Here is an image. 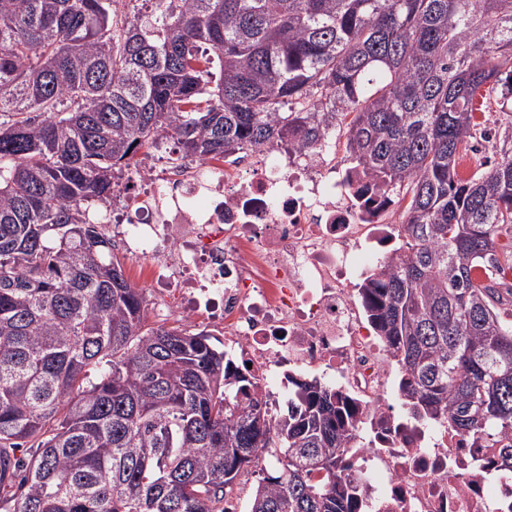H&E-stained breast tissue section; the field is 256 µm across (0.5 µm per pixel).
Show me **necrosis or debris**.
Segmentation results:
<instances>
[{
	"instance_id": "necrosis-or-debris-1",
	"label": "necrosis or debris",
	"mask_w": 512,
	"mask_h": 512,
	"mask_svg": "<svg viewBox=\"0 0 512 512\" xmlns=\"http://www.w3.org/2000/svg\"><path fill=\"white\" fill-rule=\"evenodd\" d=\"M335 149L274 145L218 165L145 167L120 190L131 208L108 221L174 313L208 310L260 378L309 368L349 397L361 512H512V482L491 480L481 443L390 401L389 354L363 322L356 280L370 267L364 245L396 227L385 209L354 203L326 161Z\"/></svg>"
}]
</instances>
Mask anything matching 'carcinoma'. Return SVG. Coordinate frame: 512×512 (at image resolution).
Listing matches in <instances>:
<instances>
[{
    "mask_svg": "<svg viewBox=\"0 0 512 512\" xmlns=\"http://www.w3.org/2000/svg\"><path fill=\"white\" fill-rule=\"evenodd\" d=\"M0 0V512H356L346 397L257 376L211 334L149 321L82 205L146 145L210 161L345 138L364 207L409 198L358 288L415 420L483 440L512 478V138L463 179L478 99L512 102V0ZM33 442L27 458L6 448ZM257 469L258 468H256V472H254L255 468H253L248 473H245L244 475L239 477L238 481L233 486V490L231 492L232 500H233L235 507L240 508V510H237L238 512L246 511L248 501H249L254 489L256 488L260 477L263 476L261 474L259 475V473L257 472ZM234 493H240V504L239 505H237V503H236L237 501H235V499L233 498Z\"/></svg>",
    "mask_w": 512,
    "mask_h": 512,
    "instance_id": "obj_1",
    "label": "carcinoma"
}]
</instances>
